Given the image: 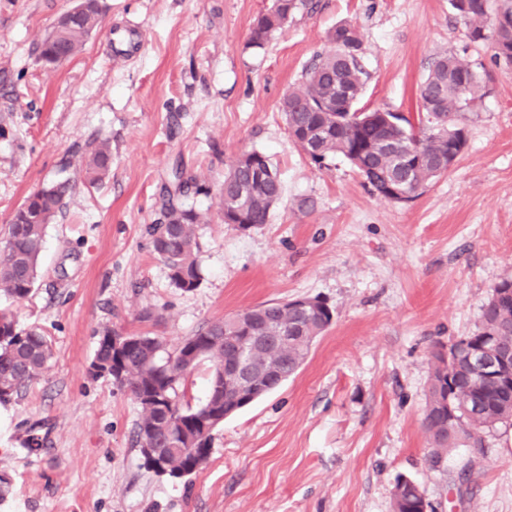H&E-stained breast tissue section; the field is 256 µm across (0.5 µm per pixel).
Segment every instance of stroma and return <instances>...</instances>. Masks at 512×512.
<instances>
[{"label":"stroma","mask_w":512,"mask_h":512,"mask_svg":"<svg viewBox=\"0 0 512 512\" xmlns=\"http://www.w3.org/2000/svg\"><path fill=\"white\" fill-rule=\"evenodd\" d=\"M264 47L249 42L272 0H100L101 22L55 66L39 44L72 0H0V240L34 190L70 177L28 298L0 297L52 342L50 369L0 405V512H393L399 477L428 512H512V426L485 454L429 463L423 427L431 354L475 330L492 287L512 277V73L470 42L449 0H315ZM363 35L361 107L411 113L434 54L483 64L454 168L409 203L374 194L343 160L317 168L288 132L283 94L343 23ZM142 47L117 57L115 29ZM112 170L89 186V145ZM283 183L267 224L223 223L218 193L197 228L202 281L172 285L147 227L173 167L219 185L242 151ZM320 297L331 327L280 389L227 418L195 473L147 471L140 410L94 377L101 331L162 338L167 351L208 323L266 301Z\"/></svg>","instance_id":"1"}]
</instances>
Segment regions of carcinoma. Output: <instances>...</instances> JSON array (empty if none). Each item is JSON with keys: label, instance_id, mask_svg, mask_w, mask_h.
Wrapping results in <instances>:
<instances>
[{"label": "carcinoma", "instance_id": "1", "mask_svg": "<svg viewBox=\"0 0 512 512\" xmlns=\"http://www.w3.org/2000/svg\"><path fill=\"white\" fill-rule=\"evenodd\" d=\"M450 4L470 42L490 44L498 39L512 45V32L496 27L499 12L512 14V0H450ZM311 8V0H273L272 7L260 14L251 28V45L263 47L289 17ZM99 14L98 0H89L87 13L69 20L58 35L43 39L42 57H73L97 27ZM328 44L329 48L313 55L302 82L281 99L287 127L311 135V142L300 148L318 167L342 158L372 191L379 192L390 183L400 192L394 201L402 196L408 202L415 199L431 182L448 174L441 167V159L448 157V144L468 131L465 114L487 93L483 68L455 54L438 52L417 88L416 119L402 116L388 124L374 110L375 119L359 123L355 113L362 111L359 104L368 78L361 55L362 33L353 24H342L330 32ZM251 155L258 165L236 159L224 175L220 196L224 223L235 222L241 215L249 229L268 223L270 211L282 195V182L270 159L256 150ZM111 168L112 151L100 143L83 160L84 180L95 186ZM72 188L70 179L61 178L32 192L15 211L0 246V296L20 301L31 294L47 226L62 210ZM200 195H210L207 182L175 170L171 184L165 187L161 218L151 227L156 256L167 267L174 287L184 292L198 288L202 279L196 227L208 221V214L193 204ZM500 288L512 289V279L504 278L492 288L481 306L478 328L453 341L450 349L495 336L502 343H512V299H496ZM263 313L242 333L230 316L211 322L169 354L162 339L137 334L136 342L119 356L112 352V329L102 331L92 365L106 371L104 377L115 386L128 390L140 407L135 428L139 447H144L145 434L154 426L158 435L153 447L182 476L194 473L212 450L213 430L203 431L204 421L224 409V399L232 394L225 390L220 373L223 336L243 334L257 339L280 328L288 330L287 341L257 351L254 357L289 378L305 362L309 337L322 336L332 324L328 307L304 314L276 301L264 303ZM117 358L122 375L114 377L112 361ZM51 359L47 336L35 329L17 328L14 315L0 310V404L11 401L37 379ZM204 360L212 363L213 370L206 399L194 408L179 394L176 384ZM459 367L454 354H432L426 412L438 414V420L424 429L434 464L448 449L460 445L483 452L486 435L500 424L512 423V394L492 381L470 385ZM422 506L420 486L399 478L393 512H420Z\"/></svg>", "mask_w": 512, "mask_h": 512}]
</instances>
